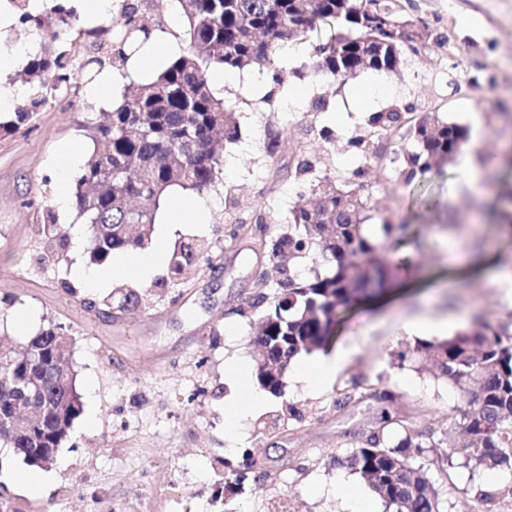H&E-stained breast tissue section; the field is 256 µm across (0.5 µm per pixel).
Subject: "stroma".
<instances>
[{
    "label": "stroma",
    "instance_id": "1",
    "mask_svg": "<svg viewBox=\"0 0 512 512\" xmlns=\"http://www.w3.org/2000/svg\"><path fill=\"white\" fill-rule=\"evenodd\" d=\"M139 3L153 35L187 48L177 0ZM68 4L80 19L57 41L36 39L15 20L0 29V54L32 41L42 51H90L123 39V0H112L111 12L96 19L82 16V0ZM399 4L431 31L426 44L406 52L399 74L315 78L314 48L332 33L320 23L279 51L280 82L256 67L213 84L236 114L238 135L224 146L219 179L199 194L207 220L154 224L145 243L149 250L162 236L171 249L204 243L193 271L179 280L166 265L91 293L75 280V267L90 265V230L76 209L54 203L55 157L63 146L86 142L84 123L104 109L89 97L87 75L43 108L29 132L0 134V296L14 299L0 303V340L22 342L54 324L69 326L83 403L50 467L28 469L0 447V497L12 512H278L283 505L288 512H349L350 498L368 489L344 458L370 432L396 440L409 425L425 435L412 463L430 478L440 512H512V478L492 480L490 471L440 448L461 399L415 354L418 336L399 329L428 316L447 320L453 334L474 312L512 329V299L469 265L481 260L492 270L512 262V0ZM319 98L325 111L312 109ZM394 104L468 127L479 185L467 186L452 162L408 184L373 165L352 179L361 160L348 139L366 132L370 113ZM276 133L279 145L267 154ZM300 142L317 157V174L352 179L367 201L369 234L385 220L406 225L409 243L386 249L384 258L407 256L418 286L388 305L347 313L335 345L355 354L331 383L305 386L293 364L275 395L255 374L262 311L251 297L300 200ZM49 214L65 236L50 260L39 233ZM128 290L140 296L135 309L101 313L106 296ZM233 358L248 362L247 380L228 373ZM381 392L388 401L378 400ZM253 393L261 397L258 410L233 427L234 409ZM28 471L41 490L19 481Z\"/></svg>",
    "mask_w": 512,
    "mask_h": 512
}]
</instances>
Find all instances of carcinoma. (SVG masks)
Instances as JSON below:
<instances>
[{
    "label": "carcinoma",
    "mask_w": 512,
    "mask_h": 512,
    "mask_svg": "<svg viewBox=\"0 0 512 512\" xmlns=\"http://www.w3.org/2000/svg\"><path fill=\"white\" fill-rule=\"evenodd\" d=\"M19 21L49 39L72 27L74 14L65 0L53 15L30 8V0H10ZM188 23L184 54L146 83L134 88L116 108L100 113L87 125L93 150L74 177V205L90 225V262L102 265L112 252L143 247L153 210L174 187L202 191L213 184L224 162V143L238 135L234 112L215 96L207 72L265 67L281 81L276 49L303 37L319 22L351 30L315 46L319 57L314 76L344 81L363 69L387 74L403 64L404 44L411 34H384L369 23L382 14L404 20L397 0H178ZM124 26L134 40L149 39L150 29L137 7L127 5ZM104 65L93 55L77 61L67 51L30 59L27 83L37 88L14 118L0 121V133L28 127L39 108L70 84L78 71ZM411 108L392 105L368 117L370 130L352 137L349 145L361 159L387 168L399 157L386 158L373 136L411 144L403 155L404 181L413 180L454 159L468 130L425 113L406 118ZM315 197L313 208L291 210L292 227L272 254L275 279L259 282L251 306L267 303L266 288H281L278 302L269 305L261 322L288 340L271 343L270 363L283 378L292 360L330 343L327 326L340 307L376 297L392 277V267L380 257L381 243L363 230L366 202L355 189L330 175L304 186ZM44 247L53 255L63 246L55 219L44 218ZM313 253L329 267L294 275V260ZM201 246L185 244L173 252L171 267L180 274L195 264ZM506 329H496L476 315L469 327L437 343L420 342L416 352L431 357L439 375L459 393L463 408L459 428L468 437L461 450L474 466L495 469L512 463V341ZM70 330L62 324L28 338L25 344L41 356L36 363L15 351L0 354V418L23 403L35 415L33 426L15 431L0 421V445L13 449L31 467L47 468L82 413L76 374L68 357ZM423 448L422 434L407 431L393 444L383 430L373 431L345 458L356 474L394 512H438L429 478L411 459Z\"/></svg>",
    "instance_id": "1"
}]
</instances>
